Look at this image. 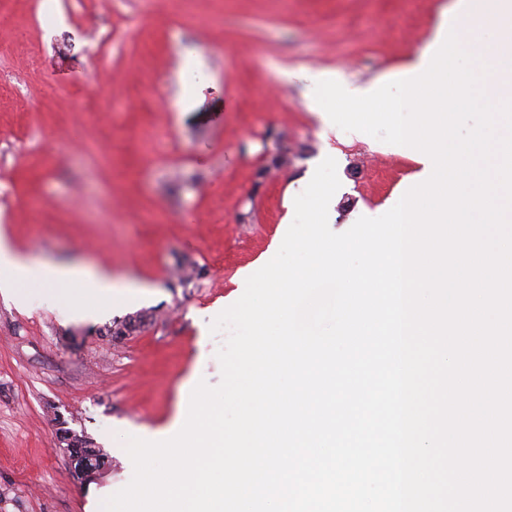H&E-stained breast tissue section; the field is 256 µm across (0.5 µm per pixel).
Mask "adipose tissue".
Instances as JSON below:
<instances>
[{
  "mask_svg": "<svg viewBox=\"0 0 512 512\" xmlns=\"http://www.w3.org/2000/svg\"><path fill=\"white\" fill-rule=\"evenodd\" d=\"M315 83L323 90L314 108L322 120L335 124L343 103L369 104L374 102L381 89L380 84L350 86L337 89L336 79L328 74L315 76ZM46 270L49 278L42 288L46 295L55 289L70 288L76 291L79 301L72 308L75 319L92 321L104 310L125 304L140 290L139 284L112 276L110 271L93 264L52 261L24 255L18 252L8 236L0 234V297L24 307L30 302L29 286L38 270Z\"/></svg>",
  "mask_w": 512,
  "mask_h": 512,
  "instance_id": "adipose-tissue-1",
  "label": "adipose tissue"
}]
</instances>
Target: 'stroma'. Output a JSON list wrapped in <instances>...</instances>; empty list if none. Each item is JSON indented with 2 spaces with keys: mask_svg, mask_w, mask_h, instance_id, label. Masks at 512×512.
<instances>
[{
  "mask_svg": "<svg viewBox=\"0 0 512 512\" xmlns=\"http://www.w3.org/2000/svg\"><path fill=\"white\" fill-rule=\"evenodd\" d=\"M451 3L56 0L50 29L44 0H0L23 36L0 38V69L25 103H0V225L20 252L148 289L97 322H65L71 299L38 289L23 311L0 301V512H100L130 482L126 436L165 427L188 380L220 382L228 333L207 326L279 249L288 194L323 155L339 161L333 232L414 186L399 146L324 124L309 77L407 78ZM140 313L133 335H106ZM62 422L111 436L110 472L74 478Z\"/></svg>",
  "mask_w": 512,
  "mask_h": 512,
  "instance_id": "obj_1",
  "label": "stroma"
}]
</instances>
